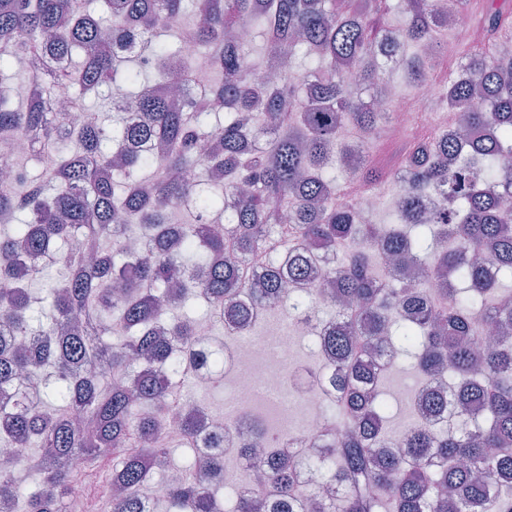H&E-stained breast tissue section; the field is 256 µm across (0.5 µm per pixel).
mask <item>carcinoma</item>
<instances>
[{"label": "carcinoma", "mask_w": 512, "mask_h": 512, "mask_svg": "<svg viewBox=\"0 0 512 512\" xmlns=\"http://www.w3.org/2000/svg\"><path fill=\"white\" fill-rule=\"evenodd\" d=\"M187 0H0V85L14 63L46 60L17 106L0 100V133L24 134L41 171L22 173L0 189V446L19 447L27 466L0 471V506L18 512H67L75 475L66 460L80 454L112 463L124 494L112 512H147L139 489L146 457L174 466L170 443L194 454L197 481L168 484L167 512H223L216 492L224 469L222 433L200 434L185 417L162 439L155 409L170 405L174 387L146 366L168 364L182 378L201 361L213 383L224 360L194 349L196 322L163 317L191 296L209 304L208 320L248 328L252 307L279 301L296 317L319 314L324 331L309 339L339 366L338 391L326 413L324 454L336 461L325 494L306 501L295 488L293 449L256 426L233 437L268 450L250 461L245 480L265 475L268 496L237 493L229 512H512V52L499 45L512 9L499 0H457L491 49L463 56L438 99L451 112L479 97L484 109L464 113L468 137L422 138L403 161L394 224L361 220L348 197L336 199L340 172L366 185L387 179L373 156L345 141L347 122L368 135L381 112L368 91L393 82L375 63L382 50L399 57L404 82L428 78L442 52L434 35L450 26L438 0H404L409 18L386 26L388 0H192L194 19L175 42L161 31L178 21ZM246 21L264 44L255 60L226 33ZM208 48L217 80L183 105L161 93L189 81L183 48ZM288 69L279 82L257 85L252 72ZM130 89L115 124L84 106L88 95L111 103L107 87ZM74 90L86 113L75 135L49 119L46 99ZM145 122H136L135 114ZM266 141L263 151L251 139ZM188 167L200 170L185 181ZM292 223L280 224L282 205ZM194 222L175 224L178 208ZM30 219L13 223L14 214ZM125 237L147 240L136 258ZM345 245L337 267L319 274L313 250ZM488 253L495 265L489 277ZM42 293L30 284L50 268ZM428 274L439 283L434 302L398 274ZM119 334L122 340L108 343ZM385 338L426 386L412 405L415 426L392 434L384 373H369L367 353ZM85 416L81 425L71 415ZM35 479L32 487L24 477Z\"/></svg>", "instance_id": "carcinoma-1"}]
</instances>
